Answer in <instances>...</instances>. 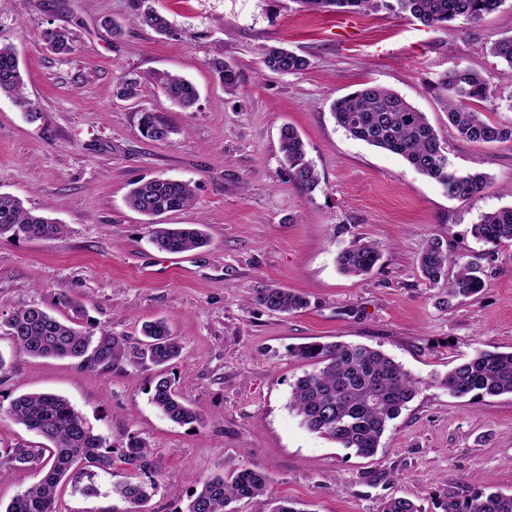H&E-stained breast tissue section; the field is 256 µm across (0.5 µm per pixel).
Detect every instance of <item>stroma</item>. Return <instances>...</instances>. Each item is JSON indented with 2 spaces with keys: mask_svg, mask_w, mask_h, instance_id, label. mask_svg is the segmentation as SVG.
<instances>
[{
  "mask_svg": "<svg viewBox=\"0 0 512 512\" xmlns=\"http://www.w3.org/2000/svg\"><path fill=\"white\" fill-rule=\"evenodd\" d=\"M134 0H0V43L24 67L37 119L0 96V193L64 224L61 237L0 238V322L38 306L66 316L79 301L91 322L136 342L143 323L165 319L183 352L165 376L203 421L171 422L151 401L153 366L88 368L78 361L17 354L0 376V449L44 446L9 412L24 393L65 397L113 451L131 438L156 448L149 512H184L197 481L245 467L262 469L270 494L301 512H379L407 497L442 512L447 495L492 485L512 494V395L470 400L440 384L476 350L512 351V242L471 233L482 214L512 207V141L475 144L449 126L435 86L455 66L479 70L512 92L491 44L512 34V0L478 23L426 26L378 7L308 10L300 0H152L170 35L131 24ZM121 22L113 35L105 20ZM67 28L72 54L53 53L48 28ZM306 56L296 74H260L262 46ZM237 66L241 87L226 94L209 63ZM184 76L199 91L192 111L172 106L153 72ZM139 79L121 99L120 78ZM364 84L389 88L425 112L453 168L486 173L484 189L448 197L400 156L337 126L334 99ZM172 127L168 140L140 131L142 110ZM293 126L321 177L312 195L288 180L280 129ZM189 182L192 208L166 224L204 225L208 246L187 263L151 240L147 217L129 209L133 184ZM436 238L460 262L478 263L477 297L445 304L446 291L421 275L417 256ZM374 240L381 259L364 277L343 275L336 254ZM302 293L306 309L283 316L258 305L257 291ZM348 342L382 350L421 382L377 454L358 457L303 427L290 409L303 375L290 349ZM126 469H92L59 489V512H125L113 484Z\"/></svg>",
  "mask_w": 512,
  "mask_h": 512,
  "instance_id": "35a3bbf8",
  "label": "stroma"
}]
</instances>
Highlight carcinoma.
<instances>
[{"label": "carcinoma", "instance_id": "1", "mask_svg": "<svg viewBox=\"0 0 512 512\" xmlns=\"http://www.w3.org/2000/svg\"><path fill=\"white\" fill-rule=\"evenodd\" d=\"M311 9L332 8L336 12L371 10L378 0H299ZM503 0H394L390 9L409 15L425 25L459 22L474 24L496 11ZM133 22L156 33L168 35V20L137 0ZM43 40L57 54L72 51L69 34L61 28L43 32ZM491 53L505 65L504 74L512 79V34L494 42ZM263 68L274 74H292L306 70L310 61L285 47L270 46L261 57ZM215 79L224 92L234 94L240 87L237 67L224 60L211 63ZM150 79L161 87L166 99L183 111L192 109L199 97L196 86L186 78L168 72H155ZM444 99L448 123L458 134L473 143L488 144L512 139V125L487 121L478 104L493 95L484 76L472 68L456 66L437 86ZM32 118L39 109L27 96L22 68L15 48L0 44V95ZM331 114L337 126L352 137L401 156L421 174L439 183L452 198H469L487 184L482 172L454 169L444 155L439 137L425 113L404 97L378 85L365 84L336 98ZM143 133L156 141L169 138V125L156 113L141 114ZM280 149L288 163V180L301 192L319 189L318 171L307 158L305 144L298 132L285 125L280 131ZM137 213L154 217L184 210L194 203L190 183L156 178L138 182L126 197ZM64 225L27 210L14 196L0 194V237L38 240L60 237ZM473 236L499 245L512 242V207L481 216L472 225ZM151 239L157 248L179 253L208 244V237L196 224H153ZM381 259L378 245L368 240L356 242L336 255L339 270L350 276L369 274ZM419 269L429 285L448 288L450 298H470L485 288L481 267L461 263L438 239L427 241L418 253ZM256 301L267 310L290 314L307 307L304 296L284 288L261 290ZM72 316L61 319L36 306L17 309L0 323V331L9 336L18 354L38 358L79 360L94 368L122 363L149 362L164 366L176 360L182 350L177 337L163 319L142 326L144 340L135 346L114 336L86 319L82 306L64 301ZM291 356L310 366L299 377L291 393L290 407L310 432L321 435L344 448H353L361 457L373 456L389 423L396 419L419 390L418 381L401 364L383 352L345 342L307 343L290 351ZM440 384L456 397L473 398L512 395V351L478 350L467 361L456 365ZM152 403L167 418L179 425L199 424L201 415L186 404L175 381L168 377L153 380ZM14 419L27 430L51 443L49 448L17 446L0 452V480L12 469L38 463L40 481L15 497L0 512H59L57 491L60 483L89 468L106 470L112 466V449L86 427L82 416L63 397L50 393H30L16 397L10 405ZM154 449L137 439L130 440L121 454L131 471L130 479L112 486V493L129 504L127 512H145L155 489L154 480H141L155 466ZM270 479L257 468H243L224 476L217 475L199 483L190 496L185 512H224L236 499L266 501L267 512H302L286 500L268 497ZM443 512H512V494L479 490L470 495H450L441 503ZM380 512H421L414 501L397 497L380 507Z\"/></svg>", "mask_w": 512, "mask_h": 512}]
</instances>
